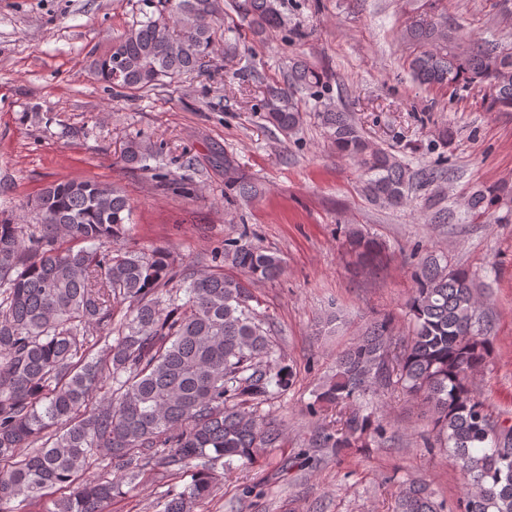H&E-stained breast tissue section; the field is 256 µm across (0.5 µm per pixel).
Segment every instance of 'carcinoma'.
Returning a JSON list of instances; mask_svg holds the SVG:
<instances>
[{
	"label": "carcinoma",
	"mask_w": 512,
	"mask_h": 512,
	"mask_svg": "<svg viewBox=\"0 0 512 512\" xmlns=\"http://www.w3.org/2000/svg\"><path fill=\"white\" fill-rule=\"evenodd\" d=\"M138 17L94 61V75L115 88L151 91L209 72L217 0H141ZM237 10L260 31L285 27L278 0H239ZM436 2L416 8L402 38L408 65L422 85L483 92L489 112L512 110V46L477 39L448 24ZM304 61L288 72V90L266 88L263 119L285 135L299 131L303 112L294 91L324 83ZM331 147L359 167L365 196L383 209L409 204L414 185H436L445 168L413 169L395 151L365 136L352 113L317 112ZM155 146L133 138L121 160L148 168ZM512 198L505 183L484 185L467 200L475 218L491 219ZM37 223L23 231L0 219V512L21 500L36 505L55 491L45 512H107L140 477L169 484L161 512H193L215 487L216 465L251 463L285 439L283 425L260 412L292 386V366L276 361L265 321L250 306L251 285L272 280L281 259L258 246L248 228L224 241L212 259L241 276L200 275L176 268L164 250L121 245L132 223L122 191L94 179L52 183L26 202ZM346 250L360 267L382 260L384 245L359 228ZM412 332L391 350L388 319L370 322L336 358L306 413L335 412L315 444L343 455L384 440L388 422L356 402L374 388L400 390L427 404V448L453 455L463 477L454 507L423 484L398 492L394 512H512V425L489 413L473 375L491 340L482 324L476 274L429 256L414 272ZM126 310L112 323L115 307ZM94 327L116 333L100 357ZM106 451L119 474L79 482L89 460ZM192 481H171L187 468Z\"/></svg>",
	"instance_id": "1"
}]
</instances>
